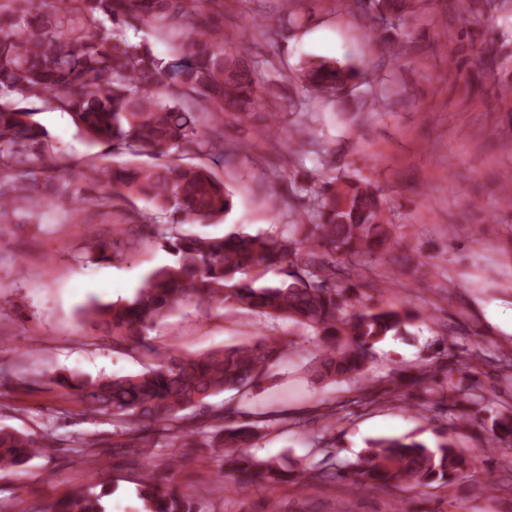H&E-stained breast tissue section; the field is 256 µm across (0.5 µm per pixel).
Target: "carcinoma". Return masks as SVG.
Returning a JSON list of instances; mask_svg holds the SVG:
<instances>
[{
	"label": "carcinoma",
	"instance_id": "1",
	"mask_svg": "<svg viewBox=\"0 0 512 512\" xmlns=\"http://www.w3.org/2000/svg\"><path fill=\"white\" fill-rule=\"evenodd\" d=\"M376 19L405 22L418 0H348L345 7L361 15L368 8ZM224 0H0V223L22 206L50 210L63 207L71 219L93 206L124 221L115 233L128 241L157 236L174 260L152 270L130 299L96 306L92 326L112 338V347L142 351L148 369L126 376L87 378L56 375L49 382L64 387L92 413L112 417L115 434L140 449L137 490L148 512H198L177 481L181 457H169L167 472H155L152 451L162 447L221 448L222 478L244 495L263 482L311 488L322 484L320 469L289 471L279 463L238 452L250 448L265 417L224 425L227 406L196 421L194 409L227 390L247 393L265 379L289 348L275 336L226 346L200 354L158 349L149 332L178 305L246 309L271 319H285L304 331L315 347L308 370L319 381H356L363 399L396 395L390 384L366 383L365 363L376 344L407 329L416 315L373 302L350 301L345 283L356 265L339 259L367 255L377 260L396 249L386 200L370 181L345 175L299 186L313 199L315 221L297 214L286 236L233 233L214 236L184 229L186 224H215L233 209V193L196 157L234 158L251 146L224 143L227 120L253 127L262 97L255 84L247 47L224 50ZM110 34L101 35L106 24ZM166 27L181 38L179 54L168 62L126 37L125 29ZM306 84L322 98H332L359 79L350 65L334 60L308 63ZM37 101L71 116L93 145L112 156V164L78 171L92 193L71 189L72 166L53 152L46 129L34 119L36 109L19 103ZM152 156L158 162L141 168L122 156ZM153 206L132 210V199ZM258 267L276 269L283 278L259 285L249 276ZM482 353L452 359L443 375L420 369L409 384L435 393L437 401L453 398L457 424L473 426L470 409L490 400L477 388L454 382ZM496 420L490 445L512 440V401ZM55 435L0 427V475L17 473L32 458L51 453ZM452 439L433 446L410 436L381 438L333 476L356 491L369 484L388 491L409 482L447 488L478 468ZM99 491L78 484L63 500L35 505L36 512H107L116 491L108 477Z\"/></svg>",
	"mask_w": 512,
	"mask_h": 512
}]
</instances>
